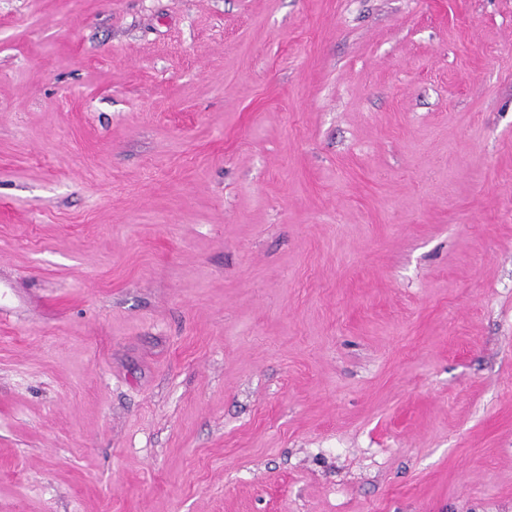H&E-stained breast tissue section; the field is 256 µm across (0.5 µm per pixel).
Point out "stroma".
<instances>
[{
  "label": "stroma",
  "mask_w": 512,
  "mask_h": 512,
  "mask_svg": "<svg viewBox=\"0 0 512 512\" xmlns=\"http://www.w3.org/2000/svg\"><path fill=\"white\" fill-rule=\"evenodd\" d=\"M0 512H512V0H0Z\"/></svg>",
  "instance_id": "1"
}]
</instances>
